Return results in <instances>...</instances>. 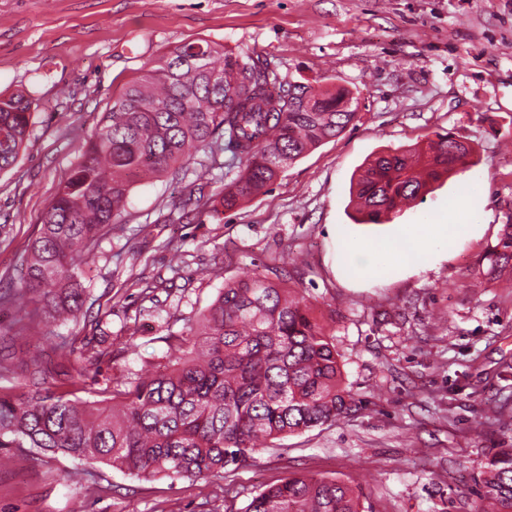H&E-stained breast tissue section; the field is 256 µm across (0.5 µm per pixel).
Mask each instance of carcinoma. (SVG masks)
Masks as SVG:
<instances>
[{"instance_id": "carcinoma-1", "label": "carcinoma", "mask_w": 512, "mask_h": 512, "mask_svg": "<svg viewBox=\"0 0 512 512\" xmlns=\"http://www.w3.org/2000/svg\"><path fill=\"white\" fill-rule=\"evenodd\" d=\"M220 72L224 85H210ZM278 76L249 55H227L207 40L173 46L112 102L104 122L44 211L24 259V287L0 300L24 315L16 335L30 334L39 314L74 318L83 304L82 258L120 222L132 184L144 176L179 175L195 154L222 141L247 158L225 184L222 206L233 209L270 190L284 169L357 117L348 88L294 84L274 92ZM33 99L0 98V172L17 162L29 135ZM474 148L449 133L367 160L350 192L359 224L424 199L442 176L473 165ZM487 275L512 269V224L488 248ZM272 277L224 285L189 334L177 337L164 370L100 400L75 396L84 371L75 367V335L54 368L32 360L22 388L0 386V450L37 448L100 462L137 478L221 476L255 459L269 439L332 423L357 407L342 387L339 353L302 297ZM37 307L26 311L27 295ZM10 343L0 337V379L10 380ZM480 512H512V448L486 457L478 481ZM245 512H361L353 488L292 473L255 495Z\"/></svg>"}]
</instances>
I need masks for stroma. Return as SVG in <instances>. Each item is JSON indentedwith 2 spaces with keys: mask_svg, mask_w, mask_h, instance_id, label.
I'll list each match as a JSON object with an SVG mask.
<instances>
[{
  "mask_svg": "<svg viewBox=\"0 0 512 512\" xmlns=\"http://www.w3.org/2000/svg\"><path fill=\"white\" fill-rule=\"evenodd\" d=\"M197 39L259 57L284 86H345L358 116L233 210L220 202L245 161L219 149L194 155L182 179L134 184L121 224L82 265L76 321L40 318L32 345L14 335L17 305L0 303L13 377L99 316L111 358L75 351L81 396L97 399L162 370L166 337L184 334L226 283L275 263L333 337L361 405L221 478L144 480L17 448L0 467V512H244L294 471L362 491L363 512H477L487 455L512 448V287L482 273L512 222V0H0V96L34 100L25 148L0 173V293L22 288L20 258L113 101L168 48ZM443 131L474 147L473 166L395 221L473 232L427 271L345 277L332 226L392 233L347 216L353 173Z\"/></svg>",
  "mask_w": 512,
  "mask_h": 512,
  "instance_id": "obj_1",
  "label": "stroma"
}]
</instances>
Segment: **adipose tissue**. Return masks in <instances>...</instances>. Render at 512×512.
Returning <instances> with one entry per match:
<instances>
[{
  "mask_svg": "<svg viewBox=\"0 0 512 512\" xmlns=\"http://www.w3.org/2000/svg\"><path fill=\"white\" fill-rule=\"evenodd\" d=\"M468 224H399L391 236L344 238L340 264L356 277L380 280L403 269L423 271L447 257L459 239L470 233Z\"/></svg>",
  "mask_w": 512,
  "mask_h": 512,
  "instance_id": "adipose-tissue-1",
  "label": "adipose tissue"
}]
</instances>
